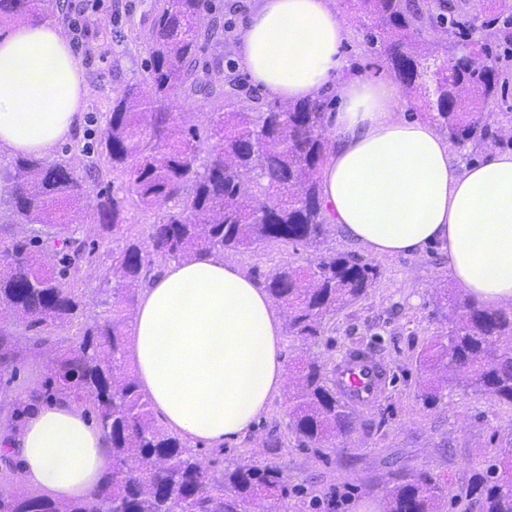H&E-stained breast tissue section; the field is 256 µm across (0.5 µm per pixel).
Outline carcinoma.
Masks as SVG:
<instances>
[{
	"mask_svg": "<svg viewBox=\"0 0 512 512\" xmlns=\"http://www.w3.org/2000/svg\"><path fill=\"white\" fill-rule=\"evenodd\" d=\"M41 0H0V23L34 20ZM364 52L383 58L405 87L419 94L428 118L457 145L486 136L481 104L502 89L498 32L512 29V0H493L492 16L467 22L450 0H356ZM215 0H160L146 44L147 89L128 87L112 99L109 124L97 143L100 159L130 174L128 194H97L96 224L121 233L129 207L154 215L150 249L133 238L112 253V280L100 289L106 318L86 315L70 276L93 251L70 229L87 195V181L67 160L18 157L9 211L14 223L40 224L38 234L0 236V310L34 329H62L77 321L81 335L56 338L49 386L61 398L89 399L112 441L109 477L88 501L57 504L24 490L0 494V512H290L297 489L275 461L284 438L264 442L262 464L229 467L203 458L158 427L136 377L125 371V327L137 289L154 254L184 259L208 251L244 253L271 242L311 253L304 265L284 264L259 283L284 309L289 335L319 340L336 313L364 299L377 269L329 247L320 169L331 139L322 97L265 110L229 101L210 113L214 143L203 148L196 129L173 112V101L215 97L219 80L199 76L200 23ZM431 317L440 330L417 367L419 396L432 406L450 388L512 404V305L486 306L466 293L436 292ZM18 356L14 337L0 330V369ZM288 430L296 447L318 451L356 430L354 405L336 391L332 369L310 355L296 362L288 386ZM486 468L472 477L468 506L512 512V429L495 431ZM447 489L426 472L395 479L383 512H443Z\"/></svg>",
	"mask_w": 512,
	"mask_h": 512,
	"instance_id": "carcinoma-1",
	"label": "carcinoma"
}]
</instances>
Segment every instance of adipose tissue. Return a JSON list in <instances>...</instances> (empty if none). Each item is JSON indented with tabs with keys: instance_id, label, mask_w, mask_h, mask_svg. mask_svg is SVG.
Here are the masks:
<instances>
[{
	"instance_id": "1",
	"label": "adipose tissue",
	"mask_w": 512,
	"mask_h": 512,
	"mask_svg": "<svg viewBox=\"0 0 512 512\" xmlns=\"http://www.w3.org/2000/svg\"><path fill=\"white\" fill-rule=\"evenodd\" d=\"M347 33L336 0H262L235 54L268 99L336 91L321 170L328 223L379 255L439 246L478 301L512 305V152L459 165L431 123L399 118L391 79L340 82ZM81 65L54 19L0 35V153L45 156L72 140L86 105ZM282 323L267 292L223 257L199 252L147 278L126 357L157 420L189 444L241 440L279 393ZM0 449L23 482L67 503L109 474L107 433L69 398L34 407Z\"/></svg>"
}]
</instances>
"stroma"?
Returning <instances> with one entry per match:
<instances>
[{
	"instance_id": "obj_1",
	"label": "stroma",
	"mask_w": 512,
	"mask_h": 512,
	"mask_svg": "<svg viewBox=\"0 0 512 512\" xmlns=\"http://www.w3.org/2000/svg\"><path fill=\"white\" fill-rule=\"evenodd\" d=\"M218 2L222 27L204 41L205 57L220 59L225 97L246 107L255 103L267 106L268 98L261 96L239 68L234 54L242 22L259 0ZM151 3L152 0H63L61 7H50V16L61 26H68L81 12L90 22L88 49L79 55L86 90L84 122L76 139L59 145L51 153V160L79 157L77 171L81 174L95 163V156L82 155L81 150L106 128L113 97L125 87L144 84L149 77L146 50L142 41L135 39L130 24L140 20ZM482 113L488 125L487 139L450 148L461 163L479 161L491 152L512 150L511 143L496 139L498 128L512 125V67L507 70L504 94L486 103ZM126 217L117 238L96 236V224L89 215L76 226L77 238H97L95 260L80 274L88 314L104 311L98 290L111 275L112 253L119 249L123 238L143 243L148 240L152 213L132 207ZM332 244L339 252L375 265L378 278L363 301L338 312L329 321L319 343L305 344L295 337L283 336L284 373L292 375L302 356L339 360L377 338L381 345L376 355L388 365L389 379L375 405L358 409V429L344 446L318 453L293 447L282 450L278 461L288 482L302 487L308 499L335 492L341 499L336 512H358L362 505L381 504L386 487L398 473L427 471L457 493L453 512H463L469 479L492 454L496 428L512 426V405L460 389L433 408L424 407L417 396L415 358L438 330L429 314V301L435 288L451 280L448 259L437 246L416 255L378 256L340 233ZM305 257L302 248L271 244L230 255L229 260L248 274L289 262L300 265ZM0 329L15 336L21 346L13 369L0 372V431H9L23 423L30 401L46 399L45 380L50 369L46 349L32 347V332L25 323L8 320L0 323ZM287 427L288 402L281 393L269 403L253 434L242 442L225 444L227 463L263 462V443L268 434L275 429L286 431Z\"/></svg>"
}]
</instances>
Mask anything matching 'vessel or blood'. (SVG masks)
Returning a JSON list of instances; mask_svg holds the SVG:
<instances>
[{"mask_svg":"<svg viewBox=\"0 0 512 512\" xmlns=\"http://www.w3.org/2000/svg\"><path fill=\"white\" fill-rule=\"evenodd\" d=\"M388 376L386 367L366 353L348 356L336 364L338 391L359 407L378 401Z\"/></svg>","mask_w":512,"mask_h":512,"instance_id":"obj_1","label":"vessel or blood"}]
</instances>
